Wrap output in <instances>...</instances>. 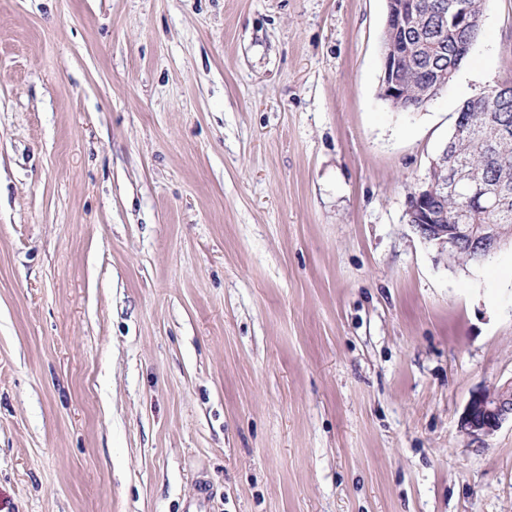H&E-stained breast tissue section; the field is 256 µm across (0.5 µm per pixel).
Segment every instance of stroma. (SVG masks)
<instances>
[{"instance_id": "stroma-1", "label": "stroma", "mask_w": 512, "mask_h": 512, "mask_svg": "<svg viewBox=\"0 0 512 512\" xmlns=\"http://www.w3.org/2000/svg\"><path fill=\"white\" fill-rule=\"evenodd\" d=\"M386 0H0V512H512V249L406 222L512 80L491 0L424 108ZM380 95L384 99L396 101L403 95L402 87L396 78L395 62L387 57L384 61L383 75L380 81ZM502 84L510 85V92H504L502 95L493 96H475L466 100L459 109L455 123L469 124L474 127L457 126L454 132V138H470L477 135L480 130L482 116L485 112H495L500 123H505L512 129V80ZM512 423V379L493 392L477 389L459 420V432L472 440L493 436L504 423Z\"/></svg>"}]
</instances>
